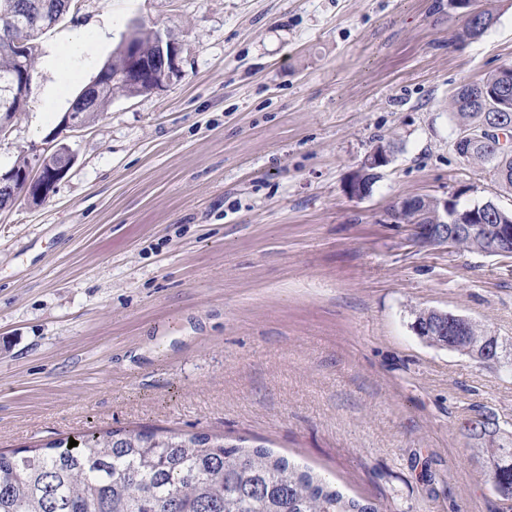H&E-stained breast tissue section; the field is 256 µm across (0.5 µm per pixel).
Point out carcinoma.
<instances>
[{"label": "carcinoma", "instance_id": "obj_1", "mask_svg": "<svg viewBox=\"0 0 512 512\" xmlns=\"http://www.w3.org/2000/svg\"><path fill=\"white\" fill-rule=\"evenodd\" d=\"M75 0H0V28L9 23V31L0 34V84L18 77L31 83L37 57L39 35L53 28L70 12ZM467 17L465 35L478 37L489 27L491 16L476 13L474 4L461 0ZM141 56L155 55L160 31L143 26L127 34ZM34 49L25 70L18 67L17 48ZM128 63L121 52L114 53L98 74L99 94L84 106L81 117L90 123L103 116L115 97H132L151 91L137 88L127 78ZM502 70L489 74L478 86L486 101H467L460 87L451 105L459 125V134H477L485 125L486 108L512 121V84L503 90ZM467 160L491 165L499 187L512 192V155L502 158L493 143L466 142ZM13 186L0 191V208L12 205L26 192L25 183L11 177ZM421 213H405L409 224L430 223L435 199L420 198ZM488 226L512 225V211L493 201L477 206ZM491 232L480 230L457 242L465 250L486 249ZM455 315L438 309L414 313L420 328L441 325ZM432 346L466 355L480 365L488 363L483 351L504 344L476 322L468 325L463 336H427ZM473 457L484 468L486 482L502 502L512 501V432L501 428L490 415L469 418L462 423ZM69 440H55L29 446L17 453L0 451V512H380L363 498L342 493L308 468L276 456L262 446H247L242 438L227 440L206 432L182 433L174 430L108 429Z\"/></svg>", "mask_w": 512, "mask_h": 512}]
</instances>
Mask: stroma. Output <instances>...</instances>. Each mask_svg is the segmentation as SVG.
Listing matches in <instances>:
<instances>
[{
	"label": "stroma",
	"mask_w": 512,
	"mask_h": 512,
	"mask_svg": "<svg viewBox=\"0 0 512 512\" xmlns=\"http://www.w3.org/2000/svg\"><path fill=\"white\" fill-rule=\"evenodd\" d=\"M476 5L492 23L468 39L449 0H79L0 138L4 171L75 154L42 203L0 210V450L222 433L381 512H505L461 425L512 423V376L412 323L436 308L512 340V256L424 247L392 216L412 197L512 210L452 148L456 90L512 64V0ZM138 24L180 73L62 130ZM382 141L370 196H347Z\"/></svg>",
	"instance_id": "35a3bbf8"
}]
</instances>
